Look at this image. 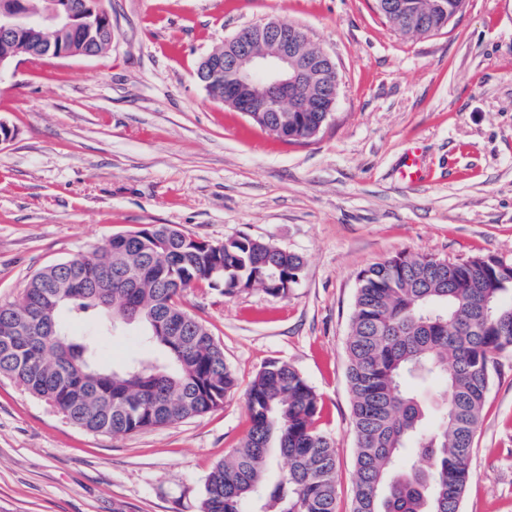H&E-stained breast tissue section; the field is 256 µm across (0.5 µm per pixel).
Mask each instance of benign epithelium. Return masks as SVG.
Returning <instances> with one entry per match:
<instances>
[{
  "instance_id": "1",
  "label": "benign epithelium",
  "mask_w": 512,
  "mask_h": 512,
  "mask_svg": "<svg viewBox=\"0 0 512 512\" xmlns=\"http://www.w3.org/2000/svg\"><path fill=\"white\" fill-rule=\"evenodd\" d=\"M97 0H84L80 10L68 0H47L46 8L33 15L23 0H0V38L14 44L11 60L0 58V72L11 62L37 54L55 57L78 55L70 38H91L99 27L112 29L111 20L101 21ZM231 81L224 84V72ZM337 73L325 51L307 55L300 42L288 34V25L269 21L247 27L224 43V54H210L200 72L204 87H224V104L248 117L260 112H330L339 83L327 79ZM322 85L315 99L298 102L294 89L302 81Z\"/></svg>"
}]
</instances>
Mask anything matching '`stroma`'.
I'll return each mask as SVG.
<instances>
[{
    "label": "stroma",
    "instance_id": "stroma-1",
    "mask_svg": "<svg viewBox=\"0 0 512 512\" xmlns=\"http://www.w3.org/2000/svg\"><path fill=\"white\" fill-rule=\"evenodd\" d=\"M103 54L0 77V304L37 270L152 224L218 243L260 238L304 259L287 295L180 305L222 345L223 405L114 439L0 377V512H201L206 477L249 427L244 393L272 360L316 392L336 446V512H350L355 444L345 341L359 273L398 254L512 261V0H467L441 32L407 37L373 0H102ZM302 28L336 62L333 116L285 143L209 96L200 62L238 30ZM420 147L425 177L399 173ZM137 326L101 338L102 366L147 353ZM461 512H512V351L500 353Z\"/></svg>",
    "mask_w": 512,
    "mask_h": 512
}]
</instances>
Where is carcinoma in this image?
<instances>
[{
  "label": "carcinoma",
  "mask_w": 512,
  "mask_h": 512,
  "mask_svg": "<svg viewBox=\"0 0 512 512\" xmlns=\"http://www.w3.org/2000/svg\"><path fill=\"white\" fill-rule=\"evenodd\" d=\"M375 0L396 32L443 30L465 0H416L412 16ZM252 121L288 141L315 138L323 112H270ZM220 266L222 271L214 272ZM302 256L241 235L222 244L190 240L154 224L115 236L86 254L48 266L18 301L0 305V376L60 411L75 426L113 438L205 414L237 389L224 350L178 298L196 281L222 293L258 287L285 295L298 283ZM128 275L135 288H96L99 270ZM140 325L150 356L100 368L98 341L75 336L68 322L97 319ZM512 349V268L494 256L451 262L401 254L358 275L346 353L356 447L351 512H461L469 463L490 385L494 354ZM444 386L437 416L422 388ZM250 428L240 446L208 474L203 512H336V452L318 431L317 394L290 364L273 360L245 393ZM288 470L269 478L277 458Z\"/></svg>",
  "instance_id": "obj_1"
}]
</instances>
